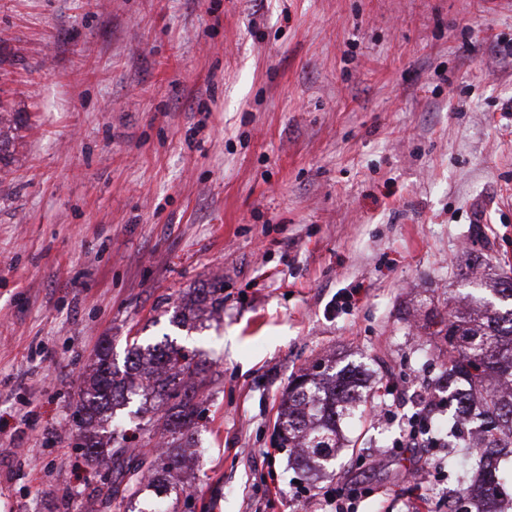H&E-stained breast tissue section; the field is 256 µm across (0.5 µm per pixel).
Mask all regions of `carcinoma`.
Masks as SVG:
<instances>
[{
	"label": "carcinoma",
	"instance_id": "1",
	"mask_svg": "<svg viewBox=\"0 0 512 512\" xmlns=\"http://www.w3.org/2000/svg\"><path fill=\"white\" fill-rule=\"evenodd\" d=\"M490 288L497 302L475 298L466 307L451 308L444 331L437 332L444 336L448 353L441 379L455 403L447 433L461 449L455 456L456 489L449 512H469L462 503L472 500L477 486L493 503L504 496L512 500V469L499 466L501 457H512V277L500 276ZM194 305L199 310L223 309L224 284L197 289ZM193 374L190 359L168 342L147 352L132 344L122 370L112 363L110 343L101 344L79 402L85 423L131 395L164 396L170 405L163 411L151 409L152 419L172 439L163 451L150 454L141 448L112 450L98 434L84 433V456L120 476L103 483L101 504L119 497L133 499L149 485L160 492L181 469L184 456L173 451V443L190 441L196 428L199 384L192 381ZM360 386L354 369L326 374L311 368L294 377L277 420L282 447L294 449L295 460L306 466H330L336 458L340 419L355 417L370 397ZM468 419L480 421L479 435L471 442L461 436V425Z\"/></svg>",
	"mask_w": 512,
	"mask_h": 512
}]
</instances>
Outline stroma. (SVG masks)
Returning <instances> with one entry per match:
<instances>
[{
    "label": "stroma",
    "mask_w": 512,
    "mask_h": 512,
    "mask_svg": "<svg viewBox=\"0 0 512 512\" xmlns=\"http://www.w3.org/2000/svg\"><path fill=\"white\" fill-rule=\"evenodd\" d=\"M512 4L0 0V512H86L76 405L111 341L170 340L205 383L179 512H433L448 451L394 447L446 358L425 333L479 254L512 275ZM224 308L182 326L188 295ZM360 367L335 471L275 447L289 381ZM132 397L98 430L157 436ZM212 288H197L195 292L194 305L197 310L211 308L218 311L224 308V283L213 282Z\"/></svg>",
    "instance_id": "obj_1"
}]
</instances>
